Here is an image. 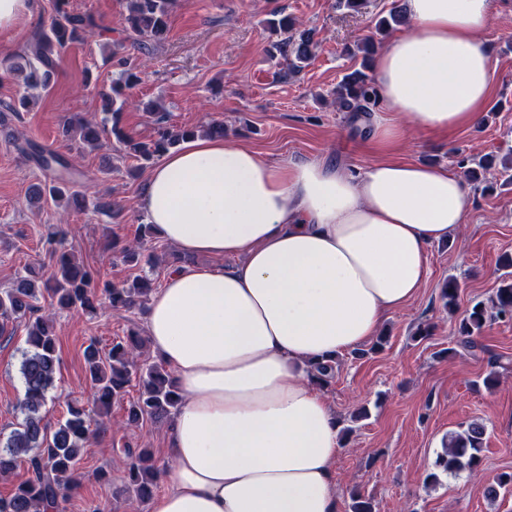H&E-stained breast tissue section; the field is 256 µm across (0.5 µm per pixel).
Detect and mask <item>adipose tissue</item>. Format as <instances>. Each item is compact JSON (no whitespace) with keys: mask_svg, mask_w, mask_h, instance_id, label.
Segmentation results:
<instances>
[{"mask_svg":"<svg viewBox=\"0 0 512 512\" xmlns=\"http://www.w3.org/2000/svg\"><path fill=\"white\" fill-rule=\"evenodd\" d=\"M403 7L374 60V162L272 163L211 136L149 172L141 207L157 235L235 260L170 271L144 313L183 396L150 512H340L336 415L307 369L375 336L426 283L431 244L464 221L465 180L405 159L396 114L433 135L475 125L494 69L490 0Z\"/></svg>","mask_w":512,"mask_h":512,"instance_id":"adipose-tissue-1","label":"adipose tissue"}]
</instances>
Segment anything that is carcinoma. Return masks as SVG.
Wrapping results in <instances>:
<instances>
[{
  "instance_id": "cac0c4a2",
  "label": "carcinoma",
  "mask_w": 512,
  "mask_h": 512,
  "mask_svg": "<svg viewBox=\"0 0 512 512\" xmlns=\"http://www.w3.org/2000/svg\"><path fill=\"white\" fill-rule=\"evenodd\" d=\"M171 4L172 0H127V22L139 37L141 47H149L150 42L167 32ZM403 22V7L399 0H393L387 14L378 18L374 31L358 43V49L363 53L360 67L345 74L335 91L337 110L350 113L352 121L357 122L371 115L378 103L377 90L367 73L368 60L375 53L378 37ZM97 27L93 14L72 9L69 0H55L49 25L35 35L27 51L15 54L9 60L8 69L23 92L6 105V110L17 112L26 107L31 90H50L65 49L81 42ZM267 27L280 36L277 47L288 61V72H301L318 48L313 32L296 29L288 17L269 20ZM122 82L123 86H114L111 93L103 95L105 111L111 113V125L99 127L74 117L64 123L62 136L82 148L95 149L101 145L103 138L110 135L139 159L149 162L197 134L192 129H170L166 125L165 113L155 109L153 115L157 138L150 143L133 142L119 127L121 108L116 106V102L122 95V88L135 87L140 77L134 69L128 68L123 73ZM18 149L29 155L40 168L52 172L48 182L32 186L30 197L33 202L39 204L50 200L57 206L65 198L79 202L82 195L76 189L78 176L65 157L38 149L28 142L18 146ZM152 231L151 225H141L136 243L120 248L126 262L138 263L140 252L136 244L151 236ZM152 291L150 280L139 276L128 285L100 286L93 272L65 250L55 252V272L43 282V292L50 297L52 304L60 309L79 308L87 312L96 310L101 295L114 308H131L145 303ZM458 297V283L448 281L441 289L443 306L455 308ZM37 302L35 283L25 277L13 287L0 291V335L6 332L9 321L27 320V347L22 351L20 362L23 395L19 408L23 420L0 447V477L10 476L21 458H27L28 463V477L8 495L0 496V512H43L45 509L55 512L62 499L78 487L75 464L83 448L95 435L90 411L78 402L67 405L65 419L58 421L55 428L51 429L44 423L48 393L54 388L58 357L52 321L40 314ZM494 309L495 316L512 318V275L509 273L504 274L496 289ZM490 318L483 303L472 305L456 325L458 343L465 349L477 348L475 337ZM146 344L147 338L132 331L113 340L105 354L95 343L87 346L88 379L95 389L93 412L98 416L107 415L112 400L120 397L134 378L141 385V394L128 409V424L137 425L144 420H170L177 414L182 398L175 390L171 372L158 363H139L141 349ZM335 368L334 359L312 365L310 373L313 384L320 388L329 387ZM485 435V425L475 421L469 423L463 432L451 434L444 445V454L435 461L439 472L429 473V482L438 483L441 473L448 475L479 470ZM122 453L127 484L121 493L133 494L141 501L150 500L158 480V467L152 463V456L146 449L130 445L123 448ZM511 489L512 474L503 473L486 487V496L496 499Z\"/></svg>"
}]
</instances>
